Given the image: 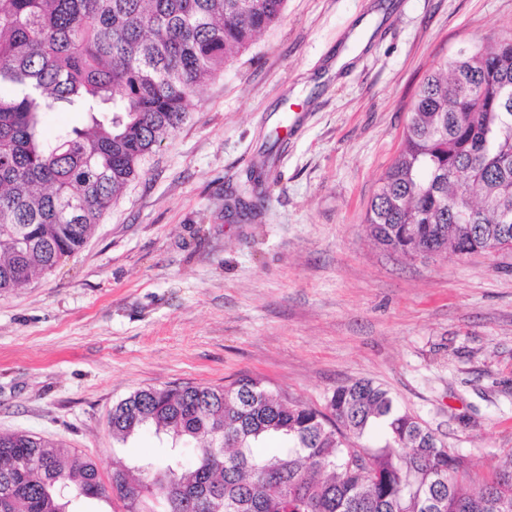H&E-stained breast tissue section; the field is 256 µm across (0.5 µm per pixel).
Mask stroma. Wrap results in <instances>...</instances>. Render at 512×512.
Here are the masks:
<instances>
[{
  "mask_svg": "<svg viewBox=\"0 0 512 512\" xmlns=\"http://www.w3.org/2000/svg\"><path fill=\"white\" fill-rule=\"evenodd\" d=\"M510 29L512 0H286L82 249L0 295V432L106 479L163 457L153 429L112 439L137 389L249 374L323 410L369 379L490 476L512 452V249L407 257L366 211L423 77Z\"/></svg>",
  "mask_w": 512,
  "mask_h": 512,
  "instance_id": "obj_1",
  "label": "stroma"
}]
</instances>
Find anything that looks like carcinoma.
I'll use <instances>...</instances> for the list:
<instances>
[{"mask_svg": "<svg viewBox=\"0 0 512 512\" xmlns=\"http://www.w3.org/2000/svg\"><path fill=\"white\" fill-rule=\"evenodd\" d=\"M286 0H0V294L78 251L139 161L186 119L199 88ZM84 123L46 134L50 112ZM472 219L460 222L456 212ZM512 30L458 51L419 86L402 143L366 214L403 255L491 252L512 234ZM112 438L153 428L163 464H118L103 482L78 451L0 432V512H512V453L471 485L454 452L390 392L360 379L323 412L263 379L146 387L114 403ZM377 425L382 444L360 440ZM278 436L272 456L256 448ZM197 462L182 470V448Z\"/></svg>", "mask_w": 512, "mask_h": 512, "instance_id": "1", "label": "carcinoma"}]
</instances>
